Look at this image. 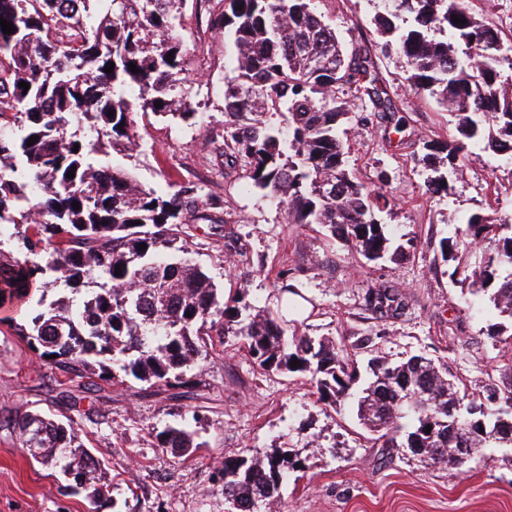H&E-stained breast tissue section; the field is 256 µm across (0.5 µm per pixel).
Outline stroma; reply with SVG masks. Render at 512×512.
<instances>
[{"instance_id":"obj_1","label":"stroma","mask_w":512,"mask_h":512,"mask_svg":"<svg viewBox=\"0 0 512 512\" xmlns=\"http://www.w3.org/2000/svg\"><path fill=\"white\" fill-rule=\"evenodd\" d=\"M318 13L346 47L375 38L384 0H316ZM220 0H182L177 21L187 66L185 91L195 117H134L140 144L120 165L157 194L188 182L224 201L220 224L200 220L189 240L191 260L225 293L248 289L278 309L282 282L296 283L309 313L290 322L306 336H328L367 361L424 353L447 361L462 391L488 384L512 387V343L489 335L499 320L492 305L474 310L466 287L448 276L439 241L449 224L477 211L512 218V165L474 147L448 173L446 191L427 189L425 142H444L455 119L415 95L396 56H377V76L404 117L401 132L352 124L346 160L366 186L392 195L382 219L395 234L416 236L415 258L369 263L319 225L289 224L282 208L241 175L221 176L215 143L224 126V74L233 54L222 30L209 25ZM235 244L225 247V235ZM386 282L409 307L378 321L364 309L368 285ZM61 373L0 323V512H86L81 490L41 467L22 448L13 426L29 411L72 421L112 481L107 512H224L216 466L224 454L251 456L272 447L306 456L307 466L280 488L284 512H512V448H488L464 471L420 461L404 448H384L359 425L352 401L334 409L319 402L301 374L260 372L246 351L219 345L197 370L194 398L110 381L72 406L58 396ZM169 425L194 431L200 446L179 460L157 448Z\"/></svg>"}]
</instances>
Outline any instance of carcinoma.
<instances>
[{"instance_id": "obj_1", "label": "carcinoma", "mask_w": 512, "mask_h": 512, "mask_svg": "<svg viewBox=\"0 0 512 512\" xmlns=\"http://www.w3.org/2000/svg\"><path fill=\"white\" fill-rule=\"evenodd\" d=\"M73 2L0 0V17L14 28L0 29V128L18 131L0 138V224L17 229L23 253L0 241V308L20 315L9 327L62 372L61 397L71 401L74 391L97 386L92 376L108 381L118 370L188 398L195 388L189 373L218 338L265 372L311 376L319 401L332 408L353 398L359 421L383 448H416L421 459L454 468L464 466L462 446L476 454L511 448L512 388L469 400L445 363L421 354L373 356L363 370L335 339L289 333L287 322L246 292L220 295L211 276L182 258L186 215L199 212L197 185L163 197L118 163L95 162L89 150L94 135L98 147L131 155L139 111L194 116L181 111L179 0H81L79 11ZM224 2L211 25L224 29L235 54L224 78L223 143L215 150L223 171H240L253 188L278 198L288 223L320 224L369 263L399 264L415 252L412 238L392 245L380 214L392 209L393 197L358 181L340 136L373 119L400 131L375 75L376 49L402 59L415 94L455 113L456 136L426 146L427 165H451L473 144L512 163V46L469 11L467 0H393L374 17L389 40L350 52L313 0ZM110 62L114 70L106 73ZM22 81L30 84L26 92ZM343 87L363 96L362 114L354 117L336 101ZM31 137L38 141L29 146ZM439 248L449 277L469 283L476 304L498 311L490 335L511 340L512 221L466 214ZM50 291L57 295L51 301ZM364 300L379 320L409 307L386 284L369 286ZM14 428L38 463L59 471L66 464L84 479L100 512L110 484L72 424L28 412ZM155 438L175 457L192 454L193 435L181 426ZM305 467L281 448L224 455L216 469L224 512L280 505L285 477Z\"/></svg>"}]
</instances>
